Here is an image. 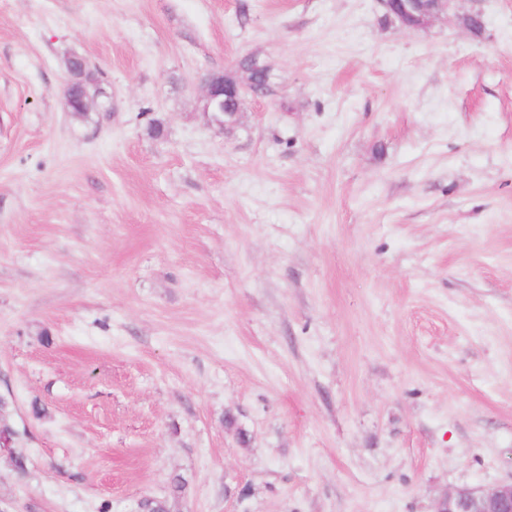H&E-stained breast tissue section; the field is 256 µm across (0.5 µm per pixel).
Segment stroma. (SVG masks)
Segmentation results:
<instances>
[{
    "label": "stroma",
    "mask_w": 512,
    "mask_h": 512,
    "mask_svg": "<svg viewBox=\"0 0 512 512\" xmlns=\"http://www.w3.org/2000/svg\"><path fill=\"white\" fill-rule=\"evenodd\" d=\"M458 13L0 0V397L29 472L0 457V512H432L512 479V0ZM75 54L106 91L83 119ZM250 55L274 94L207 120L203 77Z\"/></svg>",
    "instance_id": "1"
}]
</instances>
